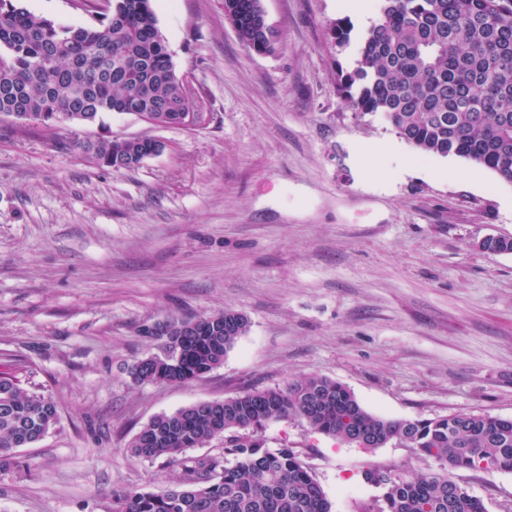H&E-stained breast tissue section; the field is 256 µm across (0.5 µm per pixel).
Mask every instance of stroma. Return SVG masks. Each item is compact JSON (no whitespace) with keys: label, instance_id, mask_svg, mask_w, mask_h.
<instances>
[{"label":"stroma","instance_id":"stroma-1","mask_svg":"<svg viewBox=\"0 0 512 512\" xmlns=\"http://www.w3.org/2000/svg\"><path fill=\"white\" fill-rule=\"evenodd\" d=\"M63 25L104 0H22ZM274 53L244 48L224 0H156L158 25L203 121L156 127L104 114L87 127L23 130L0 118V370L51 399L58 421L0 473V512H112L121 492H159L217 438L152 462L127 445L153 417L310 374L370 413L512 418V184L456 156H421L336 90L355 47L329 30L347 0H262ZM148 136L164 148L132 170L99 167L73 141ZM233 310L249 329L223 364L182 385H135L162 351L148 326ZM332 512L375 493L364 470L428 462L366 451L276 420ZM488 512H512V472L459 469Z\"/></svg>","mask_w":512,"mask_h":512}]
</instances>
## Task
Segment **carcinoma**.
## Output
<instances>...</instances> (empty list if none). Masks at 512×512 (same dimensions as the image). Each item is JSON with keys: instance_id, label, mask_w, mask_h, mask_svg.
<instances>
[{"instance_id": "1", "label": "carcinoma", "mask_w": 512, "mask_h": 512, "mask_svg": "<svg viewBox=\"0 0 512 512\" xmlns=\"http://www.w3.org/2000/svg\"><path fill=\"white\" fill-rule=\"evenodd\" d=\"M377 20L359 37L358 57L338 75L356 113L381 114L424 156L454 155L512 183V0H378ZM224 16L257 54L275 50L279 34L261 0H224ZM353 25L331 29L339 49ZM134 105L144 116L194 108L168 51L153 0H109L94 22L68 26L35 15L19 0H0V117L22 110L51 127L59 112L97 119ZM151 137L74 142L106 168L133 169L153 151ZM217 328L176 332L172 356L138 359L137 385L185 384L220 366L246 334L243 314L210 315ZM297 419L337 441L373 450L388 443L434 463L379 488L362 512H487L465 487L450 489L456 469L512 472V418L456 413L388 419L368 412L344 385L307 375L283 387L247 391L160 414L128 444L140 461L172 458L224 437V454L186 467L161 492L130 490L112 512H331L312 470L288 447H266L267 424ZM58 419L50 399L0 372V472L18 466L17 449L38 443Z\"/></svg>"}]
</instances>
